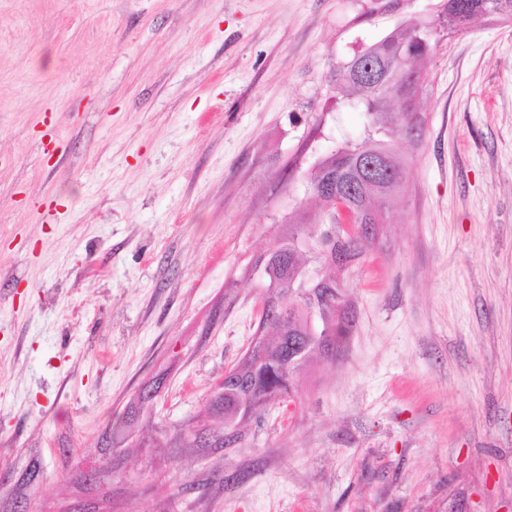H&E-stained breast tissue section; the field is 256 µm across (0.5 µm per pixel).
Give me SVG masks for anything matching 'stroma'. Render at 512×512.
Returning <instances> with one entry per match:
<instances>
[{"label": "stroma", "instance_id": "obj_1", "mask_svg": "<svg viewBox=\"0 0 512 512\" xmlns=\"http://www.w3.org/2000/svg\"><path fill=\"white\" fill-rule=\"evenodd\" d=\"M444 0H0V512H512V21L441 35L353 328L231 446L253 271L363 117L336 62ZM150 402H141L145 392Z\"/></svg>", "mask_w": 512, "mask_h": 512}]
</instances>
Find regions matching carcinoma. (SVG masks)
<instances>
[{
	"label": "carcinoma",
	"instance_id": "obj_1",
	"mask_svg": "<svg viewBox=\"0 0 512 512\" xmlns=\"http://www.w3.org/2000/svg\"><path fill=\"white\" fill-rule=\"evenodd\" d=\"M512 20V0H446L444 10L429 23L410 21L399 32L363 48L350 59L336 64L330 80L336 96L352 100L364 112L362 139L346 141L312 167L307 193L317 203L314 211L297 210L279 227L274 245L258 258L259 287L266 303L281 305L282 313L262 315L258 334L243 359L227 372V378L211 399L210 413L224 415V443L238 439L242 420L263 410L285 375L293 376L292 393H298L302 375L316 360L334 356L351 332V319L340 314L346 308L344 293L336 281L311 276L303 258L308 253L328 265L334 256L352 263L363 254V244L338 246L324 233L336 218L337 201L368 225L385 223L394 196L409 178L410 167L399 153L388 129L396 125L405 135L421 131L416 112L422 89L416 60L430 52L440 32H461L477 18ZM375 157L392 170L397 179L388 186L368 181L361 172L363 159ZM331 291V302L317 316L302 303L299 289L313 285Z\"/></svg>",
	"mask_w": 512,
	"mask_h": 512
}]
</instances>
